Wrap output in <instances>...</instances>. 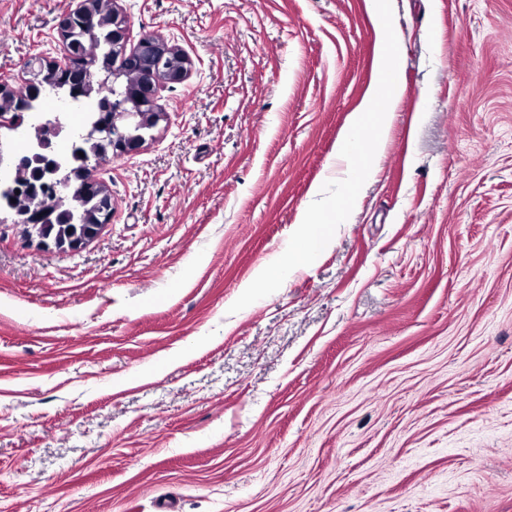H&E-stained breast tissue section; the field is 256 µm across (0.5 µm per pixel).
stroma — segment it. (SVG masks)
<instances>
[{
    "instance_id": "1",
    "label": "stroma",
    "mask_w": 512,
    "mask_h": 512,
    "mask_svg": "<svg viewBox=\"0 0 512 512\" xmlns=\"http://www.w3.org/2000/svg\"><path fill=\"white\" fill-rule=\"evenodd\" d=\"M73 0H0V75ZM181 50L76 250L0 223V512H512V0H394L384 153L239 312L372 81L366 0H115Z\"/></svg>"
}]
</instances>
